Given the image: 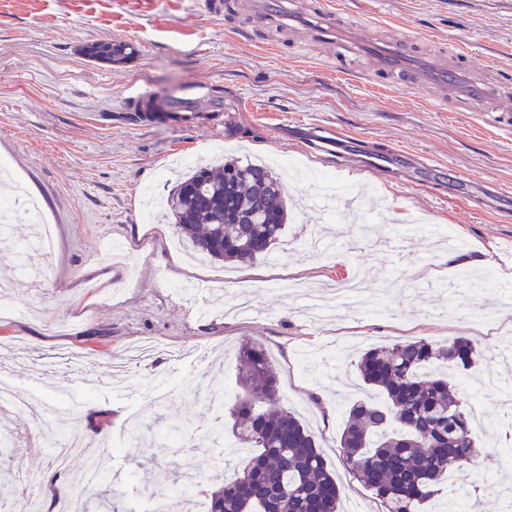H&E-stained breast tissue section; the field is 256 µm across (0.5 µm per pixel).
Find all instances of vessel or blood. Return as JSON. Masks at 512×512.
Returning <instances> with one entry per match:
<instances>
[{
    "mask_svg": "<svg viewBox=\"0 0 512 512\" xmlns=\"http://www.w3.org/2000/svg\"><path fill=\"white\" fill-rule=\"evenodd\" d=\"M213 8L227 14L246 11L252 24L243 28L244 37L260 32L289 33L297 36L302 48L317 43L334 45L331 61L337 71H349L354 62L361 61L398 87L436 90L441 105L450 92L472 105L485 103L497 94L495 85L473 77L471 51L426 52L415 48L413 40L406 37L374 36L369 25L335 7L331 0H215ZM356 145V140L333 128L322 129L314 137L315 148L327 154Z\"/></svg>",
    "mask_w": 512,
    "mask_h": 512,
    "instance_id": "obj_1",
    "label": "vessel or blood"
}]
</instances>
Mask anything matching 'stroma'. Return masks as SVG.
Segmentation results:
<instances>
[{
	"label": "stroma",
	"mask_w": 512,
	"mask_h": 512,
	"mask_svg": "<svg viewBox=\"0 0 512 512\" xmlns=\"http://www.w3.org/2000/svg\"><path fill=\"white\" fill-rule=\"evenodd\" d=\"M382 35L425 40L427 48L472 49L500 69L489 78L512 90V0H340ZM240 17L208 13L201 0H0V160L41 204L17 208L10 239L0 242V277L13 279L9 311L0 315V379L40 401L58 403L70 431L103 452L107 490L124 512L140 505L153 462L182 471L193 458L198 485L210 487V450L192 454L133 442L132 426L158 416L199 421L203 392L242 394L237 349L260 343L278 373L280 403L310 427L336 475L342 512H383L381 502L340 460L339 437L353 401L365 396L356 375L365 349L406 340L435 345L463 337L484 359L460 371L467 402H482L492 425L479 437L488 450L473 473L468 512H498L512 493V207H485L440 197L437 186L408 185L415 164L398 162L371 175L353 159L325 158L306 145L313 126L360 137L373 149L394 147L419 160L449 165L461 176L491 178L512 189V128L456 102L433 104L428 90L396 88L382 78L336 72L323 50L298 56L292 43L242 39ZM123 40L139 50L123 66L95 63L81 46ZM224 90L234 103L210 121L145 124L129 104L176 90L205 98ZM301 159L334 177L330 207L317 189L288 174V200L299 203L274 259L221 263L192 257L174 225L144 223V189L165 196L164 173L177 156ZM418 218L450 226L459 251L432 239L402 240L401 224ZM50 224L55 248L39 275L19 276L16 244L38 223ZM125 251L105 257V241ZM373 284L399 278L412 290L388 288L313 322L303 288L340 286L357 271ZM476 299L508 336L463 323L462 304ZM10 437L0 450V479L64 481L82 457L59 468L30 450L21 434L51 426L28 414L0 421Z\"/></svg>",
	"instance_id": "35a3bbf8"
}]
</instances>
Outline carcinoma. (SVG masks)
Instances as JSON below:
<instances>
[{"label": "carcinoma", "mask_w": 512, "mask_h": 512, "mask_svg": "<svg viewBox=\"0 0 512 512\" xmlns=\"http://www.w3.org/2000/svg\"><path fill=\"white\" fill-rule=\"evenodd\" d=\"M107 47L106 42L91 43L81 52L111 66L139 54L131 44L114 58ZM201 107L171 93L160 100L149 94L136 100L134 111L142 120L178 122ZM166 207L196 254L224 263L267 256L288 221L280 181L271 169L252 161L229 160L219 171L195 166L175 181ZM482 356L464 338L438 347L424 339L408 340L360 356L363 384L384 394L387 405L353 402L339 446L344 466L382 501L385 512H422L427 502L445 493L449 471H471L485 456L455 384V371ZM238 364L244 397L216 410H227L234 438L253 448L254 455L233 476L215 479L208 512H339L340 492L330 466L316 437L281 406L278 375L265 351L248 344ZM195 425L191 419L172 422L168 436L191 441ZM208 440L214 445L212 466L220 471L224 427L211 426ZM179 480L161 470L153 492L165 495ZM77 503L80 512H115L97 485L79 494Z\"/></svg>", "instance_id": "cac0c4a2"}]
</instances>
